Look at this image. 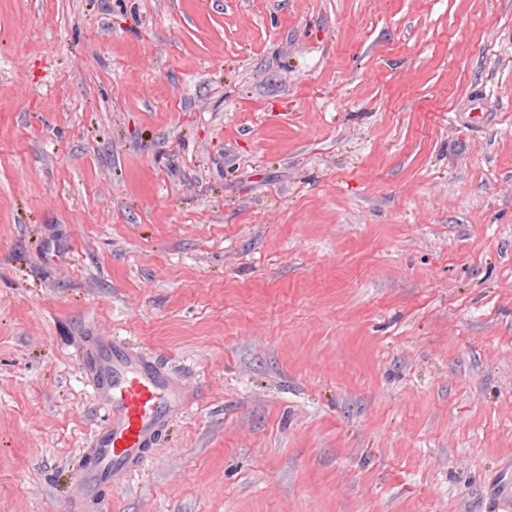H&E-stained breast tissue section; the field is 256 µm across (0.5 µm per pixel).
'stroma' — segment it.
Returning <instances> with one entry per match:
<instances>
[{
  "label": "stroma",
  "instance_id": "stroma-1",
  "mask_svg": "<svg viewBox=\"0 0 512 512\" xmlns=\"http://www.w3.org/2000/svg\"><path fill=\"white\" fill-rule=\"evenodd\" d=\"M94 336L199 400L88 512H499L512 0H0V512Z\"/></svg>",
  "mask_w": 512,
  "mask_h": 512
}]
</instances>
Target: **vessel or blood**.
<instances>
[{"instance_id": "1", "label": "vessel or blood", "mask_w": 512, "mask_h": 512, "mask_svg": "<svg viewBox=\"0 0 512 512\" xmlns=\"http://www.w3.org/2000/svg\"><path fill=\"white\" fill-rule=\"evenodd\" d=\"M80 370L103 415L76 481L77 508L84 512L106 485L143 469L173 412L191 408L195 397L179 376L127 338L93 337Z\"/></svg>"}]
</instances>
